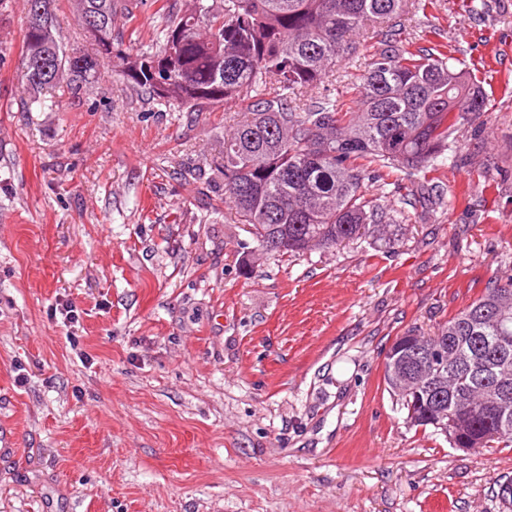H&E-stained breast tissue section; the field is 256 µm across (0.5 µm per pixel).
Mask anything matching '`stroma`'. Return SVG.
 Instances as JSON below:
<instances>
[{"mask_svg":"<svg viewBox=\"0 0 512 512\" xmlns=\"http://www.w3.org/2000/svg\"><path fill=\"white\" fill-rule=\"evenodd\" d=\"M481 82L487 110L407 205L401 241L264 252L215 188L225 104L153 106L100 60L30 103L22 0H0V512H506L512 447L414 427L384 382L397 336L434 335L512 277V0L399 18Z\"/></svg>","mask_w":512,"mask_h":512,"instance_id":"stroma-1","label":"stroma"}]
</instances>
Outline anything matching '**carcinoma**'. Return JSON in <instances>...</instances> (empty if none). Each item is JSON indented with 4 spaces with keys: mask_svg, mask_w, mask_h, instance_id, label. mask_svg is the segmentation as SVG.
Returning a JSON list of instances; mask_svg holds the SVG:
<instances>
[{
    "mask_svg": "<svg viewBox=\"0 0 512 512\" xmlns=\"http://www.w3.org/2000/svg\"><path fill=\"white\" fill-rule=\"evenodd\" d=\"M23 2L22 69L33 102L49 88L77 91L92 83L98 55L115 50L123 77L160 107L214 112L226 101L245 105L224 133L221 191L259 246L277 239L286 242L285 253L363 236L395 248L400 225L386 228L384 212L365 197V181L394 167L416 193H437L422 174L445 159L449 140L487 105L482 87L446 54L411 49L394 26L360 77L357 107L328 94L308 108L294 104L300 90L323 82L337 61L358 52L367 23L392 21L408 0H189L183 12L154 0L159 24L151 44L134 55L120 49L115 25L136 19V0H68L95 55L62 44L56 0ZM163 72L169 78L160 88L155 75ZM418 341L446 348L454 368L441 388L420 390L418 406L397 389L405 379L422 378L418 365L405 360L384 374L409 422L445 426L452 399L463 396L478 413L460 418L458 430L477 437L481 448L512 446V396L498 400L494 392L498 383L512 391V278L489 280L437 334L410 330L400 339L406 352Z\"/></svg>",
    "mask_w": 512,
    "mask_h": 512,
    "instance_id": "obj_1",
    "label": "carcinoma"
}]
</instances>
